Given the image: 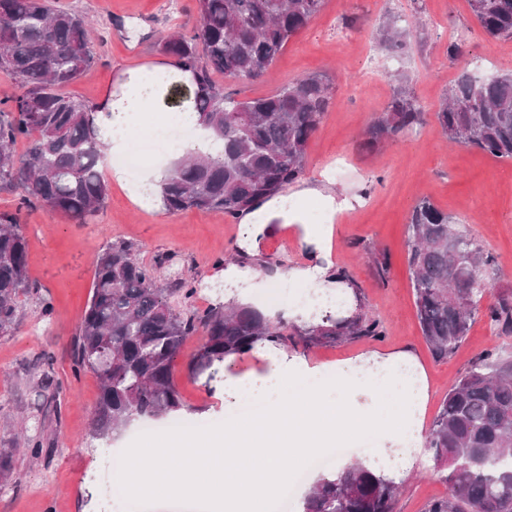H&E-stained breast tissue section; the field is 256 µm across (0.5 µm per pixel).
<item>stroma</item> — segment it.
<instances>
[{"mask_svg":"<svg viewBox=\"0 0 512 512\" xmlns=\"http://www.w3.org/2000/svg\"><path fill=\"white\" fill-rule=\"evenodd\" d=\"M60 6L89 17L97 37L95 62L69 85V95L95 104L114 85L120 71L164 60L161 43L175 31L197 25L195 0H58ZM408 18L410 31L403 49L387 51L380 28L387 17ZM466 33L461 55L448 56V42ZM490 66L493 73H512V40L488 37L471 13L468 0H326L321 13L293 37L276 58L270 75L233 82L215 74L226 91L239 98L274 92L289 80L330 70L333 103L309 141L306 172L284 196L304 210L323 205L325 196L351 198L354 207L332 223L331 253L336 267L346 269L358 304L368 318L381 322L380 336L305 347H279L281 361L339 367L373 352H409L424 374L427 399L419 413L428 430L449 389L485 351L512 358V333L494 332L477 319L468 336L448 358H436L416 316L407 269L406 224L421 197L459 222V227L497 259L500 269L487 301L512 292V162L479 151L449 145L435 120L441 100L463 71ZM408 86L423 114L418 134L370 152L362 148L363 130L383 112L399 86ZM116 164H105L109 196L90 223L77 224L42 208L18 211L17 194L0 190V214L19 213L28 246L29 273L39 296L24 298L14 333L0 336V450H13L14 480L0 492V512H124L108 502L94 480L108 468L114 444L128 446L127 432L114 441L92 440L89 426L99 383L89 371L74 372L72 341L92 295L98 255L114 240L134 243L144 263L156 255H172L161 279L193 277L198 292L192 308L235 300L270 317L287 316L288 303H267L258 289L285 285L290 269L309 264L313 240L297 225L275 220L257 244H249L241 223L223 214L191 209L177 214L146 210L114 181ZM389 256L386 276H379L366 251ZM234 256L237 267L254 278L229 282L218 258ZM53 305L43 317L41 299ZM202 340H186L176 363V383L191 406V419L208 423V436L224 431V386L207 388L189 378L186 363ZM55 388L39 393L43 374ZM41 421L44 453L32 460L16 450L21 427ZM396 512H425L445 497L448 485L433 469L427 449H419L411 469L400 471Z\"/></svg>","mask_w":512,"mask_h":512,"instance_id":"obj_1","label":"stroma"}]
</instances>
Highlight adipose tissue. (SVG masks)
I'll return each mask as SVG.
<instances>
[{"label": "adipose tissue", "mask_w": 512, "mask_h": 512, "mask_svg": "<svg viewBox=\"0 0 512 512\" xmlns=\"http://www.w3.org/2000/svg\"><path fill=\"white\" fill-rule=\"evenodd\" d=\"M195 90L192 73L171 62L127 69L119 90L108 91L93 107L98 134L116 153L124 149L139 113L159 112L165 121L196 125L189 99ZM319 254V261L293 269L292 277L322 293L350 294V285L330 275L329 249ZM382 391L398 395L399 411L382 428L379 456L410 463L421 441L413 412L426 398L423 379L410 354L373 353L343 367L336 401L327 402L318 390L296 402L275 401L263 420L227 426L223 443L188 442L175 455L142 449L133 455L127 476L152 490L209 500L220 512H260L269 492L286 479L287 461L372 431L363 403Z\"/></svg>", "instance_id": "ef3b65f1"}]
</instances>
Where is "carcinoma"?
Instances as JSON below:
<instances>
[{"label":"carcinoma","mask_w":512,"mask_h":512,"mask_svg":"<svg viewBox=\"0 0 512 512\" xmlns=\"http://www.w3.org/2000/svg\"><path fill=\"white\" fill-rule=\"evenodd\" d=\"M325 0H196L198 25L174 34L162 51L193 73L194 107L202 126L223 144L214 155L188 154L162 181L164 208L248 213L281 193L306 171L308 143L333 99L326 71L294 78L274 93L238 100L212 78L266 75L288 41L322 11ZM484 32L512 39V0H469ZM382 42L401 49L407 29L387 19ZM90 25L53 0H0V72L14 80L0 104V187L18 194L17 212L0 215V336L20 320L21 297L39 294L28 275V244L19 212L40 206L84 224L103 208L109 185L103 174L105 144L98 139L91 107L63 89L93 64ZM436 121L448 141L495 159L512 161V75L478 79L462 74L449 89ZM424 113L399 88L367 126L363 147L376 151L417 132ZM25 142L22 154L15 144ZM408 270L423 336L438 358L452 354L476 318L512 333V294L482 306L495 258L426 198L413 206ZM172 257L147 265L126 241L99 254L89 304L74 336V371H92L99 396L90 436L110 439L139 419L174 418L190 409L175 381L185 340L202 336L187 363L190 378L210 382L224 360L269 342L297 336L307 346L380 336L379 321L331 312L314 324L271 320L244 304L218 302L203 311L185 307L195 278L161 282L158 271ZM42 426L26 436L34 458L43 452ZM425 447L449 485L447 496L427 512H512V362L490 350L448 391ZM12 451H0V491L13 476ZM399 486L354 462L322 475L302 512H395Z\"/></svg>","instance_id":"carcinoma-1"}]
</instances>
